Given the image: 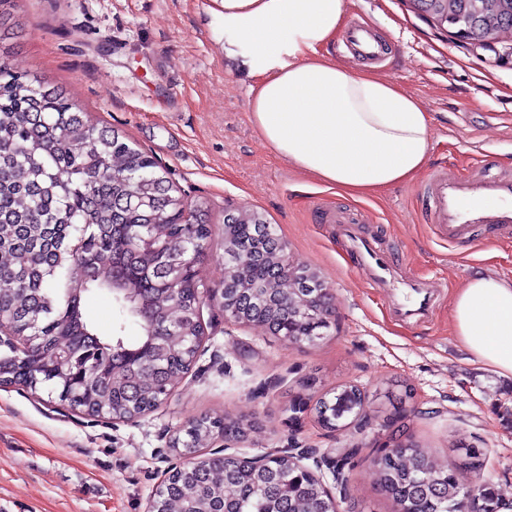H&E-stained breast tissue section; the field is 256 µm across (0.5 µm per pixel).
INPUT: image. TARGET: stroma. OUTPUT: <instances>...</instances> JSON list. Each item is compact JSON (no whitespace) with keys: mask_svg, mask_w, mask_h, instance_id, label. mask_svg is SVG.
Instances as JSON below:
<instances>
[{"mask_svg":"<svg viewBox=\"0 0 512 512\" xmlns=\"http://www.w3.org/2000/svg\"><path fill=\"white\" fill-rule=\"evenodd\" d=\"M14 2L25 29L11 67L65 85L94 117L156 154L181 189L208 201L212 235L199 266L207 286L225 276V209L257 210L289 262L316 270L329 287L334 321L316 343L292 344L205 304L194 363L163 404L132 421L74 413L43 390L0 387V512H147L165 473L183 463L174 439L209 416L252 424L244 437L214 441L223 455L309 449L305 464L339 512H392L370 459L393 428L438 464L456 459L460 440L480 448L485 468L460 480L489 481L512 502V380L465 352L451 327V298L474 273L512 278V238L479 227L465 241L443 242L425 197L441 165L512 174V41L477 47L426 23L407 0H352L347 22L389 45L377 74L417 98L432 127L424 173L352 198L282 163L260 137L251 80L214 37L213 0ZM345 221L383 258L443 290L431 320L391 318L387 290L355 269ZM345 384L366 392L372 424L326 430L314 404ZM404 388L413 394L405 413L384 427ZM353 448L342 489L325 460Z\"/></svg>","mask_w":512,"mask_h":512,"instance_id":"obj_1","label":"stroma"}]
</instances>
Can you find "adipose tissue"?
<instances>
[{
    "label": "adipose tissue",
    "mask_w": 512,
    "mask_h": 512,
    "mask_svg": "<svg viewBox=\"0 0 512 512\" xmlns=\"http://www.w3.org/2000/svg\"><path fill=\"white\" fill-rule=\"evenodd\" d=\"M224 53L255 84L251 121L283 161L321 184L370 196L415 180L431 148L420 102L372 69L334 61L349 0H218ZM455 336L512 378V279L475 274L452 299Z\"/></svg>",
    "instance_id": "ef3b65f1"
}]
</instances>
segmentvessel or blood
<instances>
[{
	"label": "vessel or blood",
	"mask_w": 512,
	"mask_h": 512,
	"mask_svg": "<svg viewBox=\"0 0 512 512\" xmlns=\"http://www.w3.org/2000/svg\"><path fill=\"white\" fill-rule=\"evenodd\" d=\"M352 52L364 61H381L383 51L371 30L352 26L345 34ZM432 203L430 219L442 239H465L476 226L512 228V177H489L473 171L444 167L436 170L426 186ZM346 237L355 255L358 273L374 288L392 292V313L404 322L428 320L439 298L432 283L415 275L398 274L383 260L374 243L354 228Z\"/></svg>",
	"instance_id": "b4317fda"
}]
</instances>
